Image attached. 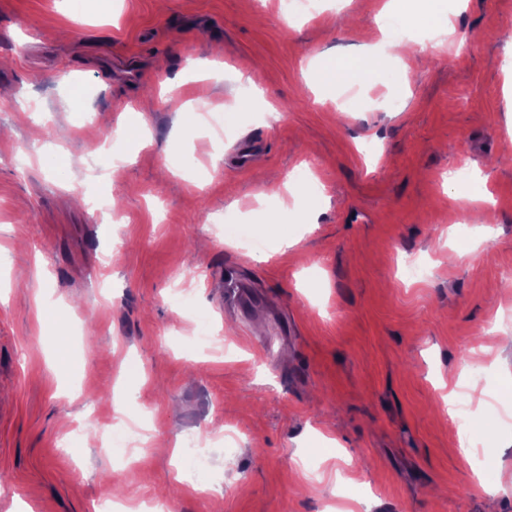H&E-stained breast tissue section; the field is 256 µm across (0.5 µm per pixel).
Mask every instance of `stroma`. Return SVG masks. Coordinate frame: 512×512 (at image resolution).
<instances>
[{"label":"stroma","mask_w":512,"mask_h":512,"mask_svg":"<svg viewBox=\"0 0 512 512\" xmlns=\"http://www.w3.org/2000/svg\"><path fill=\"white\" fill-rule=\"evenodd\" d=\"M383 3L0 0V512H512V348L483 333L512 335V0H467L403 96L314 91ZM127 106L143 141L115 137ZM459 167L491 200L453 204ZM452 368L491 400L462 424Z\"/></svg>","instance_id":"35a3bbf8"}]
</instances>
